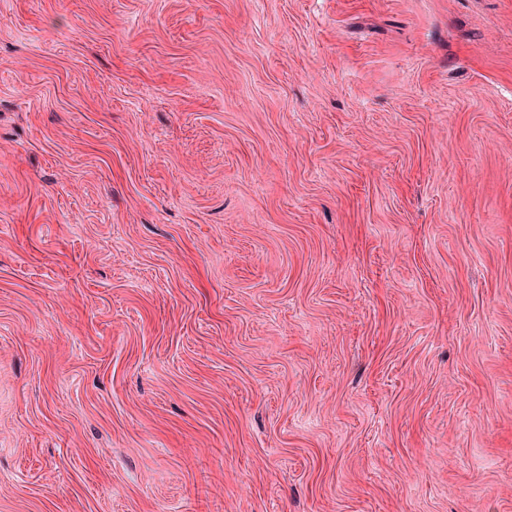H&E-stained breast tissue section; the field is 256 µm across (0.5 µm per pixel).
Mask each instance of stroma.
Masks as SVG:
<instances>
[{"label":"stroma","instance_id":"obj_1","mask_svg":"<svg viewBox=\"0 0 512 512\" xmlns=\"http://www.w3.org/2000/svg\"><path fill=\"white\" fill-rule=\"evenodd\" d=\"M0 512H512V0H0Z\"/></svg>","mask_w":512,"mask_h":512}]
</instances>
